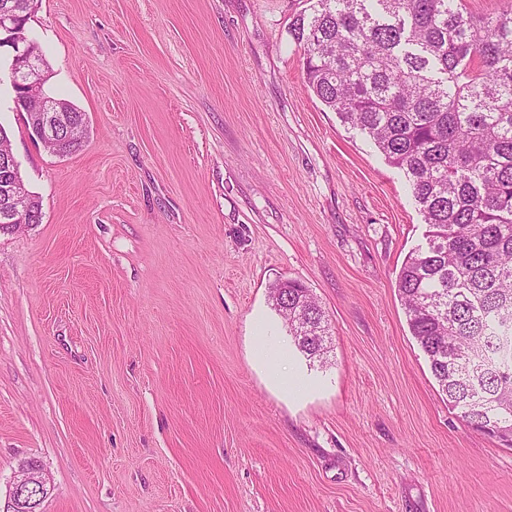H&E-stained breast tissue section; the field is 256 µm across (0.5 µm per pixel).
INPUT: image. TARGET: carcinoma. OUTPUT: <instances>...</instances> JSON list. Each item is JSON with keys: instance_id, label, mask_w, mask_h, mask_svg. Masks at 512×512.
<instances>
[{"instance_id": "1", "label": "carcinoma", "mask_w": 512, "mask_h": 512, "mask_svg": "<svg viewBox=\"0 0 512 512\" xmlns=\"http://www.w3.org/2000/svg\"><path fill=\"white\" fill-rule=\"evenodd\" d=\"M288 32L306 83L403 171L427 224L397 275L411 335L448 404L512 446V15L458 0H310ZM327 325L295 280L272 290Z\"/></svg>"}]
</instances>
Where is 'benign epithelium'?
<instances>
[{
    "mask_svg": "<svg viewBox=\"0 0 512 512\" xmlns=\"http://www.w3.org/2000/svg\"><path fill=\"white\" fill-rule=\"evenodd\" d=\"M18 16L11 11L0 10V33L6 34L10 49L4 53L14 101L35 99L41 109L34 118V135L45 145L62 136L63 129L75 121L57 99L46 94L44 85L47 75L37 45L18 33ZM27 190L18 179L0 182V224L15 227L17 205L25 202ZM22 479L9 489L8 502L18 512H38L41 502L48 496L50 487L41 467L37 464H21Z\"/></svg>",
    "mask_w": 512,
    "mask_h": 512,
    "instance_id": "benign-epithelium-1",
    "label": "benign epithelium"
}]
</instances>
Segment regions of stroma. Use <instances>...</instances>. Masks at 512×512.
Listing matches in <instances>:
<instances>
[{
    "label": "stroma",
    "instance_id": "35a3bbf8",
    "mask_svg": "<svg viewBox=\"0 0 512 512\" xmlns=\"http://www.w3.org/2000/svg\"><path fill=\"white\" fill-rule=\"evenodd\" d=\"M309 0H39L52 154L0 70L39 223L0 233V512H512V447L448 406L396 278L427 229L403 172L308 89ZM306 286L326 363L271 305ZM302 376L282 392L270 370ZM20 472L23 477L9 489L8 502L20 512H38L41 502L50 492L48 481L38 464L22 463ZM31 488L36 490L35 498L28 491Z\"/></svg>",
    "mask_w": 512,
    "mask_h": 512
}]
</instances>
